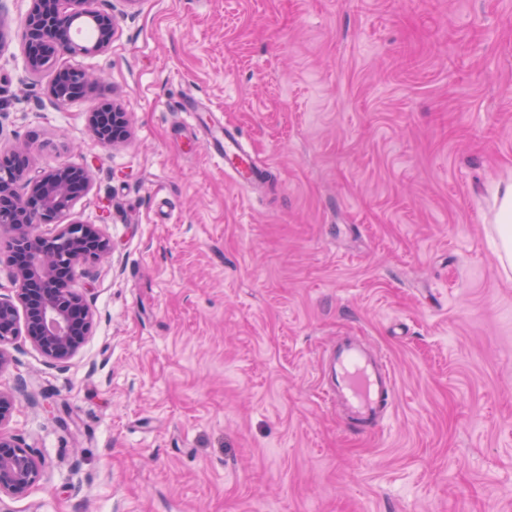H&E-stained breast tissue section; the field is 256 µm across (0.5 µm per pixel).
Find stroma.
Listing matches in <instances>:
<instances>
[{
    "label": "stroma",
    "instance_id": "35a3bbf8",
    "mask_svg": "<svg viewBox=\"0 0 512 512\" xmlns=\"http://www.w3.org/2000/svg\"><path fill=\"white\" fill-rule=\"evenodd\" d=\"M95 5L119 36L59 106L23 67L29 0H0V156L87 168L66 220L112 243L68 366L22 335L0 372L41 470L0 512H512V0ZM105 102L126 140L90 134ZM217 124L264 185L208 155ZM346 333L397 372L367 436L321 391ZM495 192V201L499 203L496 224L498 225V238H492L493 250L498 254L504 272L512 269V184L505 187L497 184L492 187Z\"/></svg>",
    "mask_w": 512,
    "mask_h": 512
}]
</instances>
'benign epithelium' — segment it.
Segmentation results:
<instances>
[{
    "label": "benign epithelium",
    "instance_id": "1",
    "mask_svg": "<svg viewBox=\"0 0 512 512\" xmlns=\"http://www.w3.org/2000/svg\"><path fill=\"white\" fill-rule=\"evenodd\" d=\"M117 37L114 16L90 7V0H31L24 23L26 72L37 77L55 69L54 101H72L76 87L97 78L71 66H56L62 55L75 58L109 50ZM23 182L28 193L16 191ZM87 169L66 163L31 175L27 166L0 170V228L10 232L9 245L24 254L12 265L15 299L0 298V372L10 363L7 346L26 336L51 364L64 367L90 335L93 314L72 286L75 269L90 257L111 251L110 240L96 224H61L77 199L89 192ZM57 224L52 237L37 231ZM17 395L0 389V427L15 410ZM40 477L33 453L0 431V496L22 498Z\"/></svg>",
    "mask_w": 512,
    "mask_h": 512
}]
</instances>
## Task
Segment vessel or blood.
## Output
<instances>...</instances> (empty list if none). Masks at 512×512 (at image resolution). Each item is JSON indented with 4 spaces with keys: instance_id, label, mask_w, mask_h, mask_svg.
<instances>
[{
    "instance_id": "b4317fda",
    "label": "vessel or blood",
    "mask_w": 512,
    "mask_h": 512,
    "mask_svg": "<svg viewBox=\"0 0 512 512\" xmlns=\"http://www.w3.org/2000/svg\"><path fill=\"white\" fill-rule=\"evenodd\" d=\"M211 145L214 155L224 160L225 175L236 183L248 186L259 178L236 129L216 128ZM327 380L330 396L350 427L364 434L380 430L397 391L394 370L385 356L360 337H341L327 367Z\"/></svg>"
}]
</instances>
